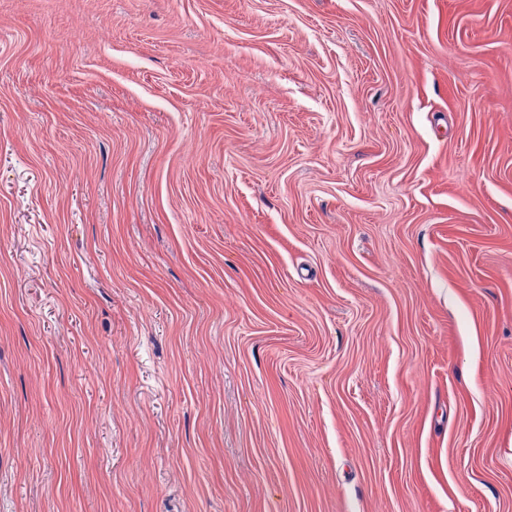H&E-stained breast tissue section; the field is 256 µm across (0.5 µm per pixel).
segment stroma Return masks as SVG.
Returning a JSON list of instances; mask_svg holds the SVG:
<instances>
[{
	"label": "stroma",
	"mask_w": 512,
	"mask_h": 512,
	"mask_svg": "<svg viewBox=\"0 0 512 512\" xmlns=\"http://www.w3.org/2000/svg\"><path fill=\"white\" fill-rule=\"evenodd\" d=\"M0 512H512V0H0Z\"/></svg>",
	"instance_id": "obj_1"
}]
</instances>
